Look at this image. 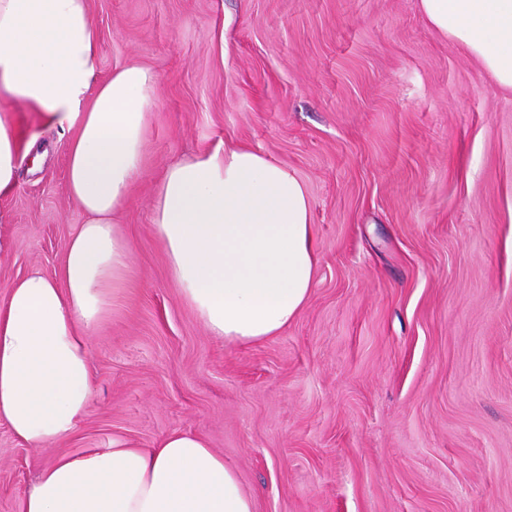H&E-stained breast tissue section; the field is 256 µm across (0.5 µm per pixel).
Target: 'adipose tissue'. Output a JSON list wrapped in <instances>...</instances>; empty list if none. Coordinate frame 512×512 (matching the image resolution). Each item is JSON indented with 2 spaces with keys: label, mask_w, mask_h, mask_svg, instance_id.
<instances>
[{
  "label": "adipose tissue",
  "mask_w": 512,
  "mask_h": 512,
  "mask_svg": "<svg viewBox=\"0 0 512 512\" xmlns=\"http://www.w3.org/2000/svg\"><path fill=\"white\" fill-rule=\"evenodd\" d=\"M431 28L463 46L512 91V0H419ZM89 0H0V195L26 157L19 111L69 133L67 190L82 212L56 277L34 271L0 304V423L23 444L69 438L92 400L88 330L119 292L132 251L114 222L144 164L159 75L131 64L98 81ZM151 222L182 297L210 335L253 343L302 312L320 261L311 200L288 167L247 145L169 164ZM20 512H254L235 470L200 435L153 447L126 438L60 453Z\"/></svg>",
  "instance_id": "1"
}]
</instances>
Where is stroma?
<instances>
[{"label": "stroma", "mask_w": 512, "mask_h": 512, "mask_svg": "<svg viewBox=\"0 0 512 512\" xmlns=\"http://www.w3.org/2000/svg\"><path fill=\"white\" fill-rule=\"evenodd\" d=\"M100 78L156 70L144 170L120 223L132 269L89 333L94 397L30 448L0 423V512L55 452L205 438L255 512H512V93L417 0H89ZM0 196V301L56 275L84 217L66 137L21 115ZM246 144L293 169L320 261L280 335L210 336L151 224L173 160Z\"/></svg>", "instance_id": "stroma-1"}]
</instances>
